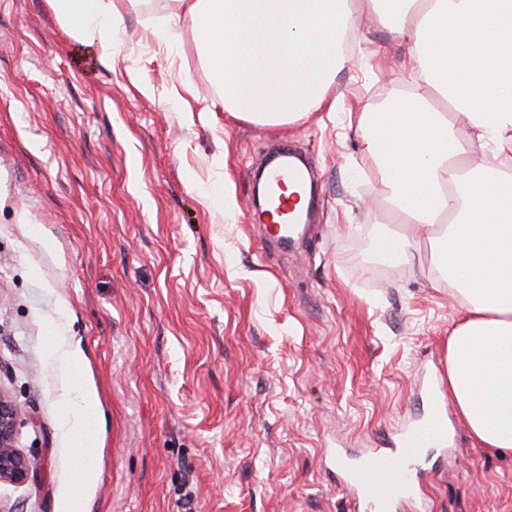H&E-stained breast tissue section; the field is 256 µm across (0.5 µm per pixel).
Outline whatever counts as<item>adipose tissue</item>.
<instances>
[{"instance_id": "ef3b65f1", "label": "adipose tissue", "mask_w": 512, "mask_h": 512, "mask_svg": "<svg viewBox=\"0 0 512 512\" xmlns=\"http://www.w3.org/2000/svg\"><path fill=\"white\" fill-rule=\"evenodd\" d=\"M83 46L112 51L115 0H48ZM196 32L225 112L280 126L335 111V75L359 15L407 46L397 109L360 112L388 210L422 224L435 264L464 299L448 338V398L475 441L512 454V0H174ZM428 95H421V88ZM95 392L62 430L94 474Z\"/></svg>"}]
</instances>
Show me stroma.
Masks as SVG:
<instances>
[{"mask_svg": "<svg viewBox=\"0 0 512 512\" xmlns=\"http://www.w3.org/2000/svg\"><path fill=\"white\" fill-rule=\"evenodd\" d=\"M117 6L107 61L48 0H0V394L39 464L0 486V512H65L75 489L85 512H362L337 449L377 447L433 399L450 434L418 493L433 512H512V455L481 448L448 399L458 297L376 249L402 226L356 114L403 85L404 47L360 17L335 111L272 127L224 112L189 22L165 37L163 0ZM282 143L319 186L289 254L255 221L250 178ZM55 340L100 401L82 487Z\"/></svg>", "mask_w": 512, "mask_h": 512, "instance_id": "35a3bbf8", "label": "stroma"}]
</instances>
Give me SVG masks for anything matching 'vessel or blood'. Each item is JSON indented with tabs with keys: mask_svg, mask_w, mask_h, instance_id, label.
<instances>
[{
	"mask_svg": "<svg viewBox=\"0 0 512 512\" xmlns=\"http://www.w3.org/2000/svg\"><path fill=\"white\" fill-rule=\"evenodd\" d=\"M268 186H292L290 194L278 196L274 213L276 229L273 237L280 247L290 246L298 225L308 223L309 208L302 205L301 194L310 190L312 176L308 169L294 163L289 148H281L277 161L264 171ZM448 441V422L442 409L430 411L418 423L407 426L394 447L373 448L358 462L347 468L351 490L370 507L371 512H394L396 506L414 498V475L410 461L402 451L406 448L443 447Z\"/></svg>",
	"mask_w": 512,
	"mask_h": 512,
	"instance_id": "vessel-or-blood-1",
	"label": "vessel or blood"
}]
</instances>
